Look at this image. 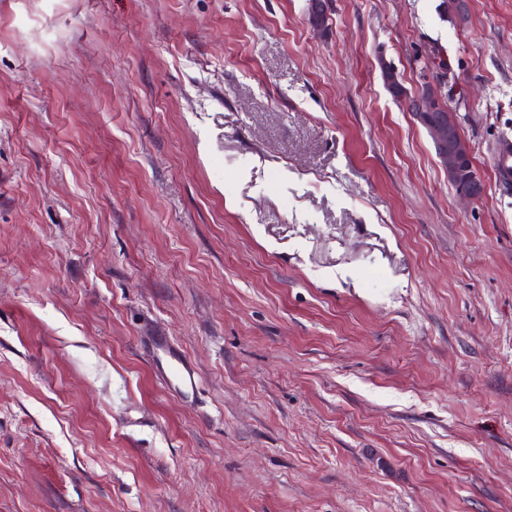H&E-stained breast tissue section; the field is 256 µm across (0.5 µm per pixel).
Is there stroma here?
<instances>
[{
	"instance_id": "35a3bbf8",
	"label": "stroma",
	"mask_w": 512,
	"mask_h": 512,
	"mask_svg": "<svg viewBox=\"0 0 512 512\" xmlns=\"http://www.w3.org/2000/svg\"><path fill=\"white\" fill-rule=\"evenodd\" d=\"M441 3L0 0V512H512V0ZM440 86L425 93L403 94L408 112H411L429 135L448 183L457 195L466 201H478L485 194V183L476 174L472 164V151L460 132L453 112L442 100ZM151 362L156 375L168 389L185 402H194L201 376L194 362L167 336H151Z\"/></svg>"
}]
</instances>
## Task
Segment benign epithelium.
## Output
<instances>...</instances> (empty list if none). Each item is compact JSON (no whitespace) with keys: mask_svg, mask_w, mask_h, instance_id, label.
Masks as SVG:
<instances>
[{"mask_svg":"<svg viewBox=\"0 0 512 512\" xmlns=\"http://www.w3.org/2000/svg\"><path fill=\"white\" fill-rule=\"evenodd\" d=\"M308 23L321 31L324 23V3L310 0ZM440 86L425 93L403 94L407 110L429 135L440 164L444 168L448 183L457 195L466 201H478L485 194V183L476 174L472 164V151L460 132L454 113L442 100Z\"/></svg>","mask_w":512,"mask_h":512,"instance_id":"7a95c632","label":"benign epithelium"}]
</instances>
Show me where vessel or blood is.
Instances as JSON below:
<instances>
[{
	"instance_id": "1",
	"label": "vessel or blood",
	"mask_w": 512,
	"mask_h": 512,
	"mask_svg": "<svg viewBox=\"0 0 512 512\" xmlns=\"http://www.w3.org/2000/svg\"><path fill=\"white\" fill-rule=\"evenodd\" d=\"M150 346L156 375L175 396L186 402L195 401L201 376L194 362L167 337H151Z\"/></svg>"
}]
</instances>
